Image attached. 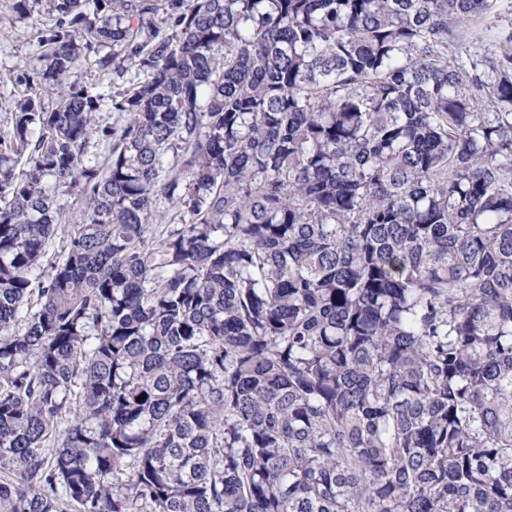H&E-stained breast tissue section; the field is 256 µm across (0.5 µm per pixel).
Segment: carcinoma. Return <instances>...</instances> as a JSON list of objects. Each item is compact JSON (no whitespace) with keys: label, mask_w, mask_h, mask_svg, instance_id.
I'll use <instances>...</instances> for the list:
<instances>
[{"label":"carcinoma","mask_w":512,"mask_h":512,"mask_svg":"<svg viewBox=\"0 0 512 512\" xmlns=\"http://www.w3.org/2000/svg\"><path fill=\"white\" fill-rule=\"evenodd\" d=\"M44 1L0 133V512H512V9H12ZM70 77V81H75L80 84H89L96 82L98 85L97 90L106 96L112 95V92L116 87L121 85H127L131 78L135 76V68L132 67L126 72L123 78H118L114 75V84L112 83V74H100L96 68L82 67L81 69L75 70ZM97 115V124L95 130L96 132L92 137L94 147L91 149V152L89 153V164H95L96 166L102 168L108 156V142L102 138L101 129H103L104 127L112 128V125H114L115 123H121L123 116H120L116 112H112L111 109H104ZM65 189L60 188L55 193V200L57 206L61 208L64 215L66 224H71L74 220L80 218V198L76 195V191H64Z\"/></svg>","instance_id":"cac0c4a2"}]
</instances>
